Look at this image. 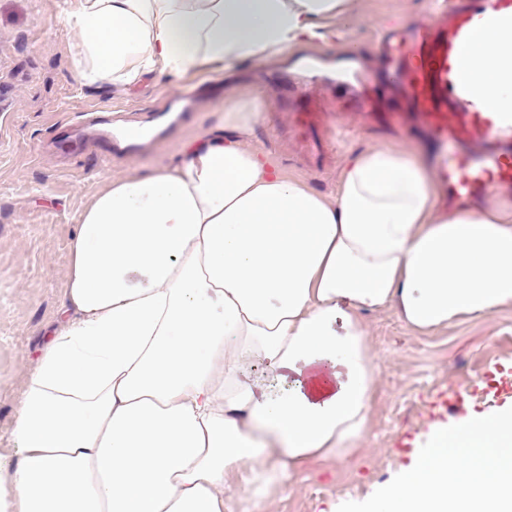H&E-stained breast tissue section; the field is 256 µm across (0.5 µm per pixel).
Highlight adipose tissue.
<instances>
[{
  "instance_id": "obj_1",
  "label": "adipose tissue",
  "mask_w": 512,
  "mask_h": 512,
  "mask_svg": "<svg viewBox=\"0 0 512 512\" xmlns=\"http://www.w3.org/2000/svg\"><path fill=\"white\" fill-rule=\"evenodd\" d=\"M346 0H79L62 19L87 84L210 79L315 41ZM470 76L512 110V29ZM224 120L173 162L112 180L71 243L62 318L26 376L0 512H234L363 437L378 354L361 313L433 331L512 305V208L441 218L424 164L354 154L326 199ZM284 449L274 462L270 451Z\"/></svg>"
}]
</instances>
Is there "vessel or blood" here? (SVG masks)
<instances>
[{"label": "vessel or blood", "instance_id": "obj_1", "mask_svg": "<svg viewBox=\"0 0 512 512\" xmlns=\"http://www.w3.org/2000/svg\"><path fill=\"white\" fill-rule=\"evenodd\" d=\"M495 25H512V0H438L431 19H400L366 46L338 52L335 73L322 81L324 95L285 72L307 103L306 111L288 115L294 151L318 164L330 153L336 102L349 103L357 120L369 118L377 102L430 141L433 177L449 200L485 202L495 189L512 187V114L491 111L467 73L472 44ZM467 397L443 391L438 418L463 413Z\"/></svg>", "mask_w": 512, "mask_h": 512}]
</instances>
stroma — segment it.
<instances>
[{
    "instance_id": "stroma-1",
    "label": "stroma",
    "mask_w": 512,
    "mask_h": 512,
    "mask_svg": "<svg viewBox=\"0 0 512 512\" xmlns=\"http://www.w3.org/2000/svg\"><path fill=\"white\" fill-rule=\"evenodd\" d=\"M432 0H349L347 14L328 28L347 32L345 47L373 38L388 21L425 16ZM77 0H0V455L14 453L16 408L45 335L57 322L70 273V242L81 212L112 179L165 164L214 126L233 101H259L252 142L288 177L329 195L349 158L360 150L394 146L418 154L413 128L389 122L352 131L330 167L314 169L292 156L277 127L289 106L278 62L249 61L216 79L166 75L129 85H87L76 76L70 36L61 16ZM182 101L186 120L130 152L111 154L91 131L76 132L67 155L49 145L73 113L120 110L126 125H149L154 113ZM380 356L369 422L359 449L343 461H310L274 488L255 512H337L363 501L406 467L411 454L398 439L415 434L414 448L442 428L428 419L438 393L450 387L484 389L494 365L512 370V306L432 333L409 329L392 309L363 313Z\"/></svg>"
}]
</instances>
